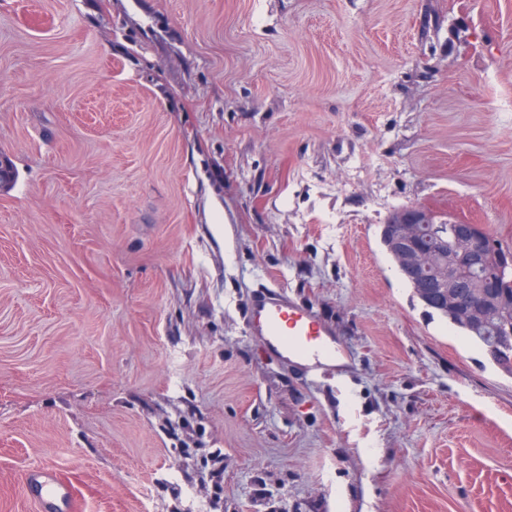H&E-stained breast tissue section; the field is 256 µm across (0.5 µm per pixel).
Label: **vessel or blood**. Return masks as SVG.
Instances as JSON below:
<instances>
[{
    "instance_id": "vessel-or-blood-1",
    "label": "vessel or blood",
    "mask_w": 512,
    "mask_h": 512,
    "mask_svg": "<svg viewBox=\"0 0 512 512\" xmlns=\"http://www.w3.org/2000/svg\"><path fill=\"white\" fill-rule=\"evenodd\" d=\"M247 326L252 334L261 337L267 350L284 360L324 367L341 354L331 333L303 305L278 288H265L253 298ZM26 486L48 512H72V488L51 470L30 473Z\"/></svg>"
}]
</instances>
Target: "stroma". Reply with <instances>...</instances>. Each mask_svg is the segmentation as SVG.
Instances as JSON below:
<instances>
[{
	"label": "stroma",
	"mask_w": 512,
	"mask_h": 512,
	"mask_svg": "<svg viewBox=\"0 0 512 512\" xmlns=\"http://www.w3.org/2000/svg\"><path fill=\"white\" fill-rule=\"evenodd\" d=\"M0 155V512H512V377L381 243L512 248V0H0ZM247 326L267 350L283 360L324 367L343 355L331 333L300 303L280 288L267 287L253 298ZM26 486L39 498L45 509L54 512L74 510L71 485L59 479L51 470L33 471L27 478Z\"/></svg>",
	"instance_id": "35a3bbf8"
}]
</instances>
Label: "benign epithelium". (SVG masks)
<instances>
[{"mask_svg":"<svg viewBox=\"0 0 512 512\" xmlns=\"http://www.w3.org/2000/svg\"><path fill=\"white\" fill-rule=\"evenodd\" d=\"M439 228L434 212L422 205H415L391 215L386 226L395 229L389 248L406 279L414 284L421 277H433L438 286L428 294L427 305L435 309H448L451 289L458 287V271L467 267L506 268L512 266V252L501 251L489 241L491 233L480 224L464 223L448 217L453 227L452 245L448 256L443 252L427 249L418 239L428 225ZM489 298L479 295L469 303V316L474 323L485 322Z\"/></svg>","mask_w":512,"mask_h":512,"instance_id":"7a95c632","label":"benign epithelium"}]
</instances>
